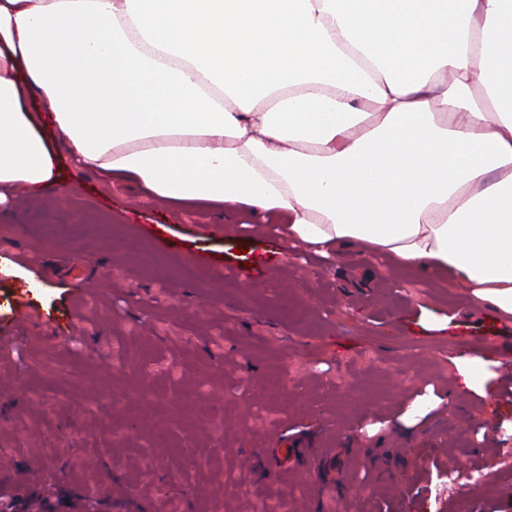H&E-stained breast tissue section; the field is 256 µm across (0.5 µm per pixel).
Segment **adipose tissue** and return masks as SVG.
<instances>
[{
	"label": "adipose tissue",
	"instance_id": "1",
	"mask_svg": "<svg viewBox=\"0 0 512 512\" xmlns=\"http://www.w3.org/2000/svg\"><path fill=\"white\" fill-rule=\"evenodd\" d=\"M50 132L512 318V0H0V202L68 192Z\"/></svg>",
	"mask_w": 512,
	"mask_h": 512
}]
</instances>
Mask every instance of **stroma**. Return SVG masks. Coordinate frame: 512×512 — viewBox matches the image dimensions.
<instances>
[{"label":"stroma","mask_w":512,"mask_h":512,"mask_svg":"<svg viewBox=\"0 0 512 512\" xmlns=\"http://www.w3.org/2000/svg\"><path fill=\"white\" fill-rule=\"evenodd\" d=\"M64 175L67 195L0 207V486L20 512H512L511 319L449 279L378 260L366 282L281 225L204 236L209 205Z\"/></svg>","instance_id":"35a3bbf8"}]
</instances>
